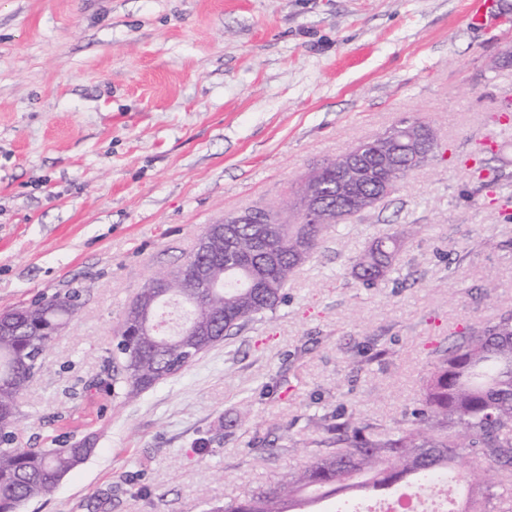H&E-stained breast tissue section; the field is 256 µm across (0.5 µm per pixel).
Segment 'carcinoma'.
<instances>
[{"mask_svg": "<svg viewBox=\"0 0 512 512\" xmlns=\"http://www.w3.org/2000/svg\"><path fill=\"white\" fill-rule=\"evenodd\" d=\"M318 172L328 205L341 201L333 171L323 166ZM337 227L281 225L279 238L269 244L277 257L273 263L253 249V224L235 225L232 241L217 239L211 263L220 287L196 283L176 288L153 308L155 335L137 336L130 328L118 334L116 381L124 397H138L163 380L162 373L182 370L195 359L185 353L183 328L167 334L160 321L164 308L181 292L193 296L188 321L213 329L217 343L284 303L290 279ZM303 238L307 246L299 251L296 243ZM400 252L398 236H384L352 260V271L362 285L374 287L397 269ZM79 301V292L72 291L5 312L17 333L0 336V512H21L26 503L51 497L65 476L95 452L90 437L67 448H23L16 432L19 399L56 340L31 336L30 328L72 319ZM309 425L317 438L297 441L295 448L315 446L319 451L310 453L287 480L208 512H286L282 505L309 493L392 486L403 479L416 489L444 475L461 488L464 502L458 512H512V492L503 491L512 483V307L469 328L440 351L420 406L394 426L352 415L342 420L333 413L315 416Z\"/></svg>", "mask_w": 512, "mask_h": 512, "instance_id": "1", "label": "carcinoma"}]
</instances>
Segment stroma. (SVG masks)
I'll use <instances>...</instances> for the list:
<instances>
[{
    "mask_svg": "<svg viewBox=\"0 0 512 512\" xmlns=\"http://www.w3.org/2000/svg\"><path fill=\"white\" fill-rule=\"evenodd\" d=\"M0 0V311L82 306L20 401L22 445L95 453L23 512H204L288 478L309 417L386 426L449 337L512 307V0ZM404 117L440 148L327 236L288 301L125 399L127 305L207 224L281 209L313 168ZM389 233L399 281L352 258ZM250 405L254 420L237 425ZM502 15L498 0H471L468 5L466 17L469 24L482 26L488 18Z\"/></svg>",
    "mask_w": 512,
    "mask_h": 512,
    "instance_id": "stroma-1",
    "label": "stroma"
}]
</instances>
